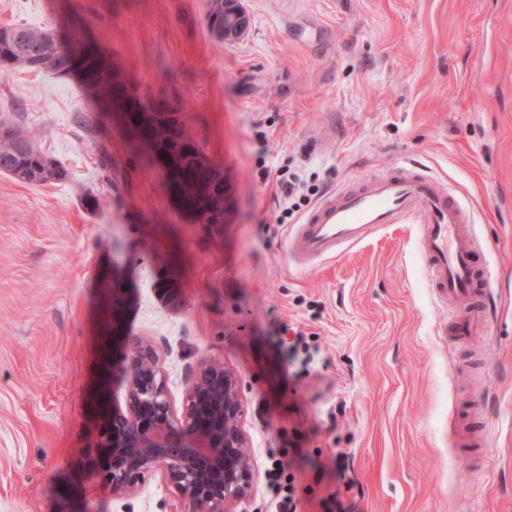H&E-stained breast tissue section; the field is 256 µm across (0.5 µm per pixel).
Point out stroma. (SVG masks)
<instances>
[{"label": "stroma", "mask_w": 512, "mask_h": 512, "mask_svg": "<svg viewBox=\"0 0 512 512\" xmlns=\"http://www.w3.org/2000/svg\"><path fill=\"white\" fill-rule=\"evenodd\" d=\"M242 5L249 29L226 45L206 0H0V26L70 25L168 100L230 188L224 223H193L120 123L83 124L75 80L0 76V120L37 129L69 173L0 174V512H171L160 477L117 497L87 454L140 340L174 411L200 358L236 374L255 467L236 512H267L278 458L297 461L300 512H512V0ZM290 159L322 194L411 161L442 180L495 273L480 334L439 306L415 222L288 259ZM284 323L317 350L295 385Z\"/></svg>", "instance_id": "1"}]
</instances>
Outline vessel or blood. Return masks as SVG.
<instances>
[{
	"mask_svg": "<svg viewBox=\"0 0 512 512\" xmlns=\"http://www.w3.org/2000/svg\"><path fill=\"white\" fill-rule=\"evenodd\" d=\"M410 219L423 226L418 247L437 299L458 316L462 333H472L479 318L458 303L489 294L492 274L477 268L476 250L462 236L464 211L443 183L417 168L401 165L322 198L292 233L289 257L298 263L332 259Z\"/></svg>",
	"mask_w": 512,
	"mask_h": 512,
	"instance_id": "vessel-or-blood-1",
	"label": "vessel or blood"
}]
</instances>
